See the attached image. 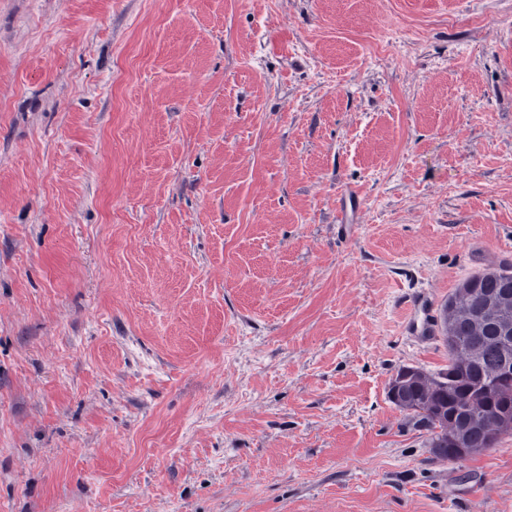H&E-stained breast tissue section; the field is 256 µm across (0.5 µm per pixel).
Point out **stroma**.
<instances>
[{"mask_svg": "<svg viewBox=\"0 0 512 512\" xmlns=\"http://www.w3.org/2000/svg\"><path fill=\"white\" fill-rule=\"evenodd\" d=\"M509 253L512 0H0V512H512L388 398ZM411 312L409 324L422 341L433 338L436 330L435 313L426 295L404 299Z\"/></svg>", "mask_w": 512, "mask_h": 512, "instance_id": "stroma-1", "label": "stroma"}]
</instances>
